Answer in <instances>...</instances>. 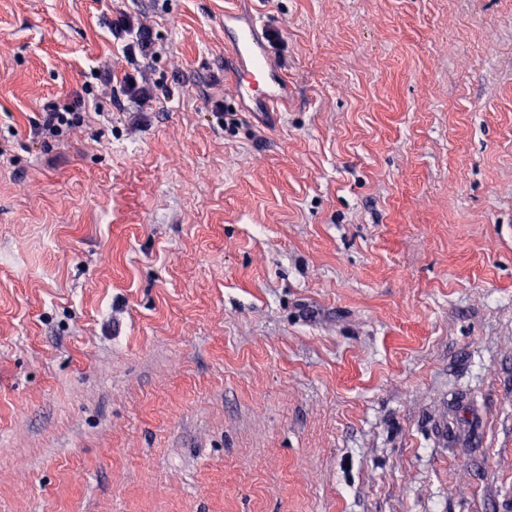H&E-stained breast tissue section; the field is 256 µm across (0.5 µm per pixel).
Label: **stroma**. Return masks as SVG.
I'll return each instance as SVG.
<instances>
[{"instance_id": "1", "label": "stroma", "mask_w": 512, "mask_h": 512, "mask_svg": "<svg viewBox=\"0 0 512 512\" xmlns=\"http://www.w3.org/2000/svg\"><path fill=\"white\" fill-rule=\"evenodd\" d=\"M111 6L0 0V512H512V0H152L182 93L32 145ZM233 18L224 13V44L230 51L228 70L236 98L262 112L287 109L285 76L267 54L263 22L232 23ZM208 103L210 105V114L212 121L216 123L217 127L224 129L225 124L227 127L238 124L239 118L237 113L228 109L224 104V99L218 97H209Z\"/></svg>"}]
</instances>
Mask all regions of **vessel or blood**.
I'll return each mask as SVG.
<instances>
[{
	"mask_svg": "<svg viewBox=\"0 0 512 512\" xmlns=\"http://www.w3.org/2000/svg\"><path fill=\"white\" fill-rule=\"evenodd\" d=\"M224 20V41L230 51L228 70L236 98L262 112L287 108L285 77L267 54L263 22L237 23L229 14Z\"/></svg>",
	"mask_w": 512,
	"mask_h": 512,
	"instance_id": "obj_1",
	"label": "vessel or blood"
}]
</instances>
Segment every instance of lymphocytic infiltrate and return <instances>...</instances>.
<instances>
[{
  "label": "lymphocytic infiltrate",
  "mask_w": 512,
  "mask_h": 512,
  "mask_svg": "<svg viewBox=\"0 0 512 512\" xmlns=\"http://www.w3.org/2000/svg\"><path fill=\"white\" fill-rule=\"evenodd\" d=\"M107 28L120 43L125 65L113 70L111 62L91 67L88 80L70 93L45 102L32 118L28 137L48 146L111 123L113 112H151L172 89H161L151 78L159 55L156 33L141 13L132 11L129 0H116Z\"/></svg>",
  "instance_id": "1"
}]
</instances>
